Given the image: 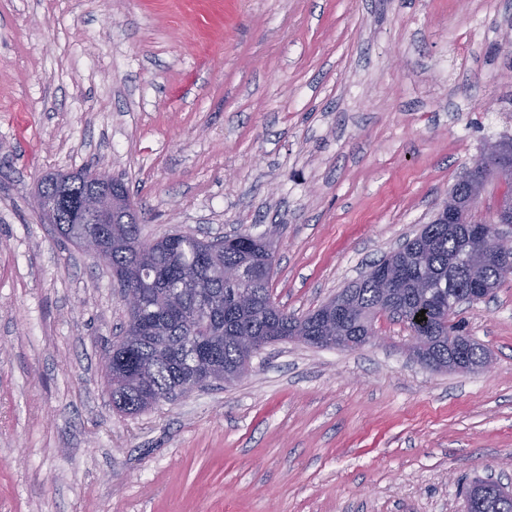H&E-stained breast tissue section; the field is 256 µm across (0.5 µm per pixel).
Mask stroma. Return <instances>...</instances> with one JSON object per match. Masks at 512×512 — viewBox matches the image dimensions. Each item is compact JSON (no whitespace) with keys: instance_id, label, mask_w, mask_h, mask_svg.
I'll return each mask as SVG.
<instances>
[{"instance_id":"35a3bbf8","label":"stroma","mask_w":512,"mask_h":512,"mask_svg":"<svg viewBox=\"0 0 512 512\" xmlns=\"http://www.w3.org/2000/svg\"><path fill=\"white\" fill-rule=\"evenodd\" d=\"M505 137L512 0H0V512H465L512 482V276L458 309L484 372L431 371L380 315L374 343L274 342L128 415L118 283L35 204L101 171L146 239L265 236L304 315ZM55 190V181L49 180L48 177H42L37 185L36 199L38 209L40 211L42 220L46 224H63L60 221V215L57 210V204L53 198Z\"/></svg>"}]
</instances>
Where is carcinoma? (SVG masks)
Returning <instances> with one entry per match:
<instances>
[{
  "mask_svg": "<svg viewBox=\"0 0 512 512\" xmlns=\"http://www.w3.org/2000/svg\"><path fill=\"white\" fill-rule=\"evenodd\" d=\"M430 223L404 243V249L381 264L404 269L391 314L408 321L412 331L427 338L426 354L448 360L444 325L448 305L469 288L462 259L470 246L469 223ZM127 246L112 252L109 266L120 281L142 292L146 314H128L122 336L112 345L104 375L112 389V404L126 414H138L185 393L187 382H231L246 371L253 350L240 336L263 344L295 340L319 333V311L295 316L278 307L272 297L273 255L261 236L238 232L212 251L186 234L172 232L156 244L142 238L138 224H120ZM246 266L237 283L222 281L221 267ZM512 275L490 263L481 270L493 288ZM356 307L346 318L344 335L350 340L373 332V321L386 308L372 274L352 289ZM426 313V324L414 322ZM467 512H512V497L496 484L480 495L466 494Z\"/></svg>",
  "mask_w": 512,
  "mask_h": 512,
  "instance_id": "carcinoma-1",
  "label": "carcinoma"
}]
</instances>
